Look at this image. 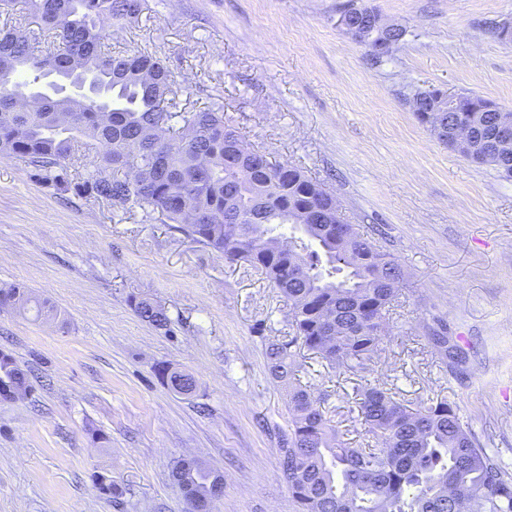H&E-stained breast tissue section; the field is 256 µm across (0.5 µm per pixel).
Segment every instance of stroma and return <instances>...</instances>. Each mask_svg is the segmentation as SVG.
Segmentation results:
<instances>
[{"label": "stroma", "instance_id": "obj_1", "mask_svg": "<svg viewBox=\"0 0 512 512\" xmlns=\"http://www.w3.org/2000/svg\"><path fill=\"white\" fill-rule=\"evenodd\" d=\"M347 2L146 0L113 25L112 45L159 57L188 110L223 107L249 147L305 171L401 263L367 378L411 405L454 402L512 471V180L440 143L410 105L440 88L512 111V43L496 33L512 0H357L406 30L377 65L336 24ZM14 284L68 326L0 311V350L32 375L27 398L0 402V512H187L170 479L185 456L223 473L215 512H296L279 467L286 394L265 359L293 330L259 270L225 264L159 213L56 195L0 157V288ZM133 295L164 305L170 332L142 321ZM436 331L465 353L462 368L433 348ZM160 363L192 373L196 394L164 384ZM308 380L342 438L367 447L358 376ZM101 475L131 496L109 501Z\"/></svg>", "mask_w": 512, "mask_h": 512}]
</instances>
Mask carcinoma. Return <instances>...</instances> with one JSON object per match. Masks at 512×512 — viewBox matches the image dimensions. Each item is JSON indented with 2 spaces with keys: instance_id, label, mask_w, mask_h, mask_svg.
I'll list each match as a JSON object with an SVG mask.
<instances>
[{
  "instance_id": "obj_1",
  "label": "carcinoma",
  "mask_w": 512,
  "mask_h": 512,
  "mask_svg": "<svg viewBox=\"0 0 512 512\" xmlns=\"http://www.w3.org/2000/svg\"><path fill=\"white\" fill-rule=\"evenodd\" d=\"M39 32L0 31V156H20L32 177L54 193L70 191L115 205L161 213L191 240L261 270L288 301L294 335L266 346L269 376L287 391L288 434L280 469L297 512H512V474L490 455L446 398L416 408L364 379L357 408L375 444L349 448L327 418L312 385L302 383L297 354L306 350L324 368L356 374L367 369L386 329V307L404 281L401 265L353 225L346 236L329 224L298 218L319 209L333 213L336 198L298 168L243 158L232 150L237 131L218 109L180 108L172 73L142 51L112 50L106 27L133 21L143 0H27ZM341 13L377 34L375 13L354 3ZM68 76L77 65L88 75L83 101L45 69ZM416 113L436 139L452 145L448 117L475 134L474 155L512 178V154L487 142L493 101L465 94L448 114ZM101 147L81 178L71 175L78 143ZM135 314L170 331L165 307L132 297ZM35 321L66 323L61 311L22 285L0 288V309ZM157 376L178 394L196 387L192 374L161 363ZM20 399L29 374L0 350V388ZM171 478L188 503L209 500L224 475L195 457L174 462ZM99 490L122 500L128 489L110 476Z\"/></svg>"
}]
</instances>
